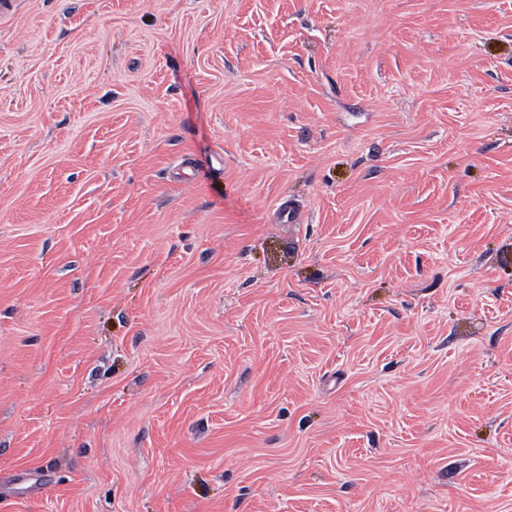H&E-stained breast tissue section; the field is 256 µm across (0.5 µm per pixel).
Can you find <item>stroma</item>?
I'll use <instances>...</instances> for the list:
<instances>
[{"label": "stroma", "instance_id": "obj_1", "mask_svg": "<svg viewBox=\"0 0 512 512\" xmlns=\"http://www.w3.org/2000/svg\"><path fill=\"white\" fill-rule=\"evenodd\" d=\"M0 512H512V0H8Z\"/></svg>", "mask_w": 512, "mask_h": 512}]
</instances>
